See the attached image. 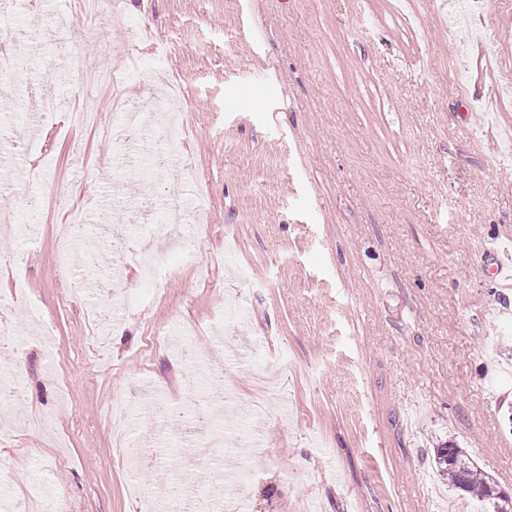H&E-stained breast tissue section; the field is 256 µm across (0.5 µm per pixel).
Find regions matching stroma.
Segmentation results:
<instances>
[{"label": "stroma", "mask_w": 512, "mask_h": 512, "mask_svg": "<svg viewBox=\"0 0 512 512\" xmlns=\"http://www.w3.org/2000/svg\"><path fill=\"white\" fill-rule=\"evenodd\" d=\"M440 2L123 0L90 18L77 34L84 70L137 72L125 94L146 112L176 83L182 145L135 135L159 182L84 170L75 144L107 160L121 148L63 120L17 126L0 148L12 174L0 202L16 213L0 231L11 261L0 323L12 329L0 370L21 375L28 412L56 414L48 437L8 420L0 512H136L130 485L149 495L159 472L188 488L218 482L223 460H196L181 430L132 421L129 439L153 452L142 465L117 459L101 422L113 401L139 409L146 389L167 405L191 387L207 398L197 366L149 343L163 326L235 378L213 419L225 454L259 474L240 491L245 512H442L460 496L432 469L447 439L512 490V353L493 347L512 339V288L484 270L487 249L512 256V0H481L464 28ZM82 12L81 0L35 13L15 0L21 68L0 113L36 111L52 93L64 111L95 107L112 123L111 90L79 87L58 51ZM131 19L150 34L132 38ZM187 163L200 184L176 179ZM85 190L96 204L67 226L63 210ZM147 197L204 199L205 238L190 254L174 235L154 244L168 260L159 297L113 310L91 348L82 308L58 295L81 255L59 244L98 235L100 210ZM152 221L145 211L119 225L112 295L88 289L84 308L137 286ZM31 307L55 326L51 348L22 317Z\"/></svg>", "instance_id": "obj_1"}]
</instances>
